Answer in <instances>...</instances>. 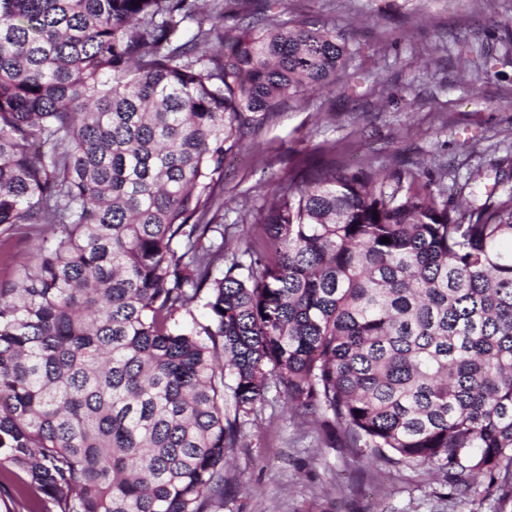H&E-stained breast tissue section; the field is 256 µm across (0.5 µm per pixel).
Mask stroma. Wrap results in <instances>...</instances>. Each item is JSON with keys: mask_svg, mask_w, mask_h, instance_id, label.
Segmentation results:
<instances>
[{"mask_svg": "<svg viewBox=\"0 0 512 512\" xmlns=\"http://www.w3.org/2000/svg\"><path fill=\"white\" fill-rule=\"evenodd\" d=\"M281 18L332 24L361 57L343 85L283 105L224 169V246L238 251L293 161L323 154L380 170L423 165L476 207L512 191V0H280ZM54 225L14 235L0 285ZM221 512H512L504 477L366 461L329 446L320 418L268 391L242 427Z\"/></svg>", "mask_w": 512, "mask_h": 512, "instance_id": "35a3bbf8", "label": "stroma"}]
</instances>
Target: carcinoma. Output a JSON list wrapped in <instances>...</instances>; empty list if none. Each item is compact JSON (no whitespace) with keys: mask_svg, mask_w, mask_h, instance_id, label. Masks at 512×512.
<instances>
[{"mask_svg":"<svg viewBox=\"0 0 512 512\" xmlns=\"http://www.w3.org/2000/svg\"><path fill=\"white\" fill-rule=\"evenodd\" d=\"M278 2L0 0V232L59 228L0 288L27 512H218L272 387L367 460L512 475V192L309 156L224 251L227 154L354 55Z\"/></svg>","mask_w":512,"mask_h":512,"instance_id":"carcinoma-1","label":"carcinoma"}]
</instances>
